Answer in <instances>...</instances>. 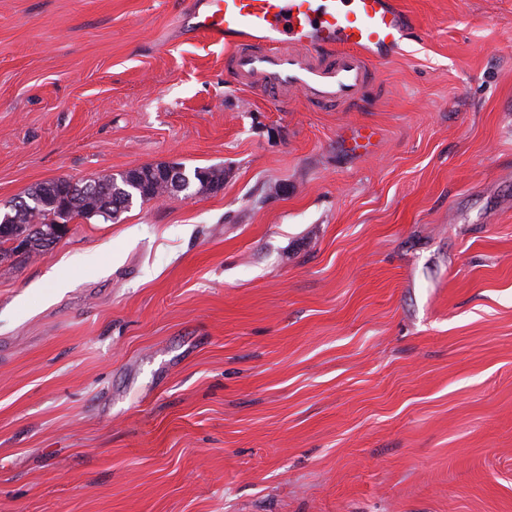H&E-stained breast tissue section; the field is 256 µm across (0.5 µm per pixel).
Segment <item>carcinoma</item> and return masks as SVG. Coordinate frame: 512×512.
Returning <instances> with one entry per match:
<instances>
[{
	"instance_id": "cac0c4a2",
	"label": "carcinoma",
	"mask_w": 512,
	"mask_h": 512,
	"mask_svg": "<svg viewBox=\"0 0 512 512\" xmlns=\"http://www.w3.org/2000/svg\"><path fill=\"white\" fill-rule=\"evenodd\" d=\"M166 164H149L130 169L118 175H109L92 181L100 185L101 192L93 196H74L69 208L82 217L99 216L105 221L112 218L115 204H124L130 198L142 199L151 196L163 197L191 191V194L212 193L224 187L225 172L222 167L195 168L183 171L175 178L165 172ZM70 183L67 178H57L37 185L27 193L33 200L30 209L12 213L13 222L0 225V256L16 255L15 249L7 246L12 236L24 233L31 226H49L59 217V206L64 202L61 187Z\"/></svg>"
}]
</instances>
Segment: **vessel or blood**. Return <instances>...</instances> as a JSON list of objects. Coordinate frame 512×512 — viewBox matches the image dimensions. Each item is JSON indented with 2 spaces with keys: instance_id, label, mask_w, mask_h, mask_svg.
<instances>
[{
  "instance_id": "obj_1",
  "label": "vessel or blood",
  "mask_w": 512,
  "mask_h": 512,
  "mask_svg": "<svg viewBox=\"0 0 512 512\" xmlns=\"http://www.w3.org/2000/svg\"><path fill=\"white\" fill-rule=\"evenodd\" d=\"M190 37L224 41V68L279 102L352 105L416 21L398 0H186Z\"/></svg>"
}]
</instances>
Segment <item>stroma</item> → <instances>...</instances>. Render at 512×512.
I'll list each match as a JSON object with an SVG mask.
<instances>
[{
  "label": "stroma",
  "instance_id": "35a3bbf8",
  "mask_svg": "<svg viewBox=\"0 0 512 512\" xmlns=\"http://www.w3.org/2000/svg\"><path fill=\"white\" fill-rule=\"evenodd\" d=\"M399 3L324 109L179 0H0V208L226 172L0 263V512H512V0Z\"/></svg>",
  "mask_w": 512,
  "mask_h": 512
}]
</instances>
